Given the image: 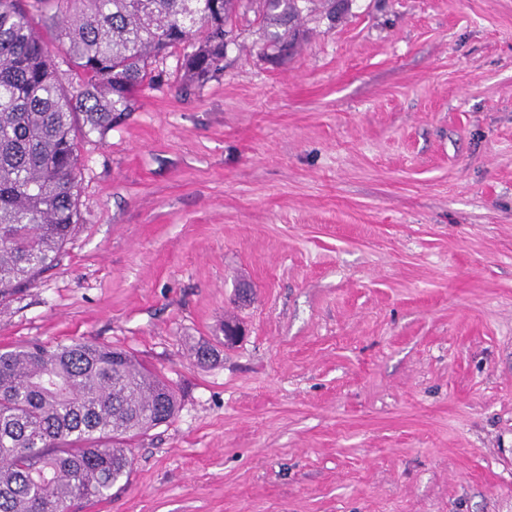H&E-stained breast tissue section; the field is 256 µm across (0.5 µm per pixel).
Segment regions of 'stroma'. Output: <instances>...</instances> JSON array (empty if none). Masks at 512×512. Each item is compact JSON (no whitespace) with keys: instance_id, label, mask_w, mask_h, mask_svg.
I'll return each mask as SVG.
<instances>
[{"instance_id":"35a3bbf8","label":"stroma","mask_w":512,"mask_h":512,"mask_svg":"<svg viewBox=\"0 0 512 512\" xmlns=\"http://www.w3.org/2000/svg\"><path fill=\"white\" fill-rule=\"evenodd\" d=\"M299 6L288 46L248 0L203 86L153 62L0 302V348L108 344L179 396L73 512H512V0Z\"/></svg>"}]
</instances>
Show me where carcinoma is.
Returning <instances> with one entry per match:
<instances>
[{"instance_id": "carcinoma-1", "label": "carcinoma", "mask_w": 512, "mask_h": 512, "mask_svg": "<svg viewBox=\"0 0 512 512\" xmlns=\"http://www.w3.org/2000/svg\"><path fill=\"white\" fill-rule=\"evenodd\" d=\"M240 0H59L54 41L0 0V302L57 259L77 224L79 139L104 137L184 49L190 83L224 71ZM260 18L298 0H258ZM83 123L76 127L74 117ZM172 387L121 349L75 340L0 351V512H69L131 467L126 440L171 420Z\"/></svg>"}]
</instances>
